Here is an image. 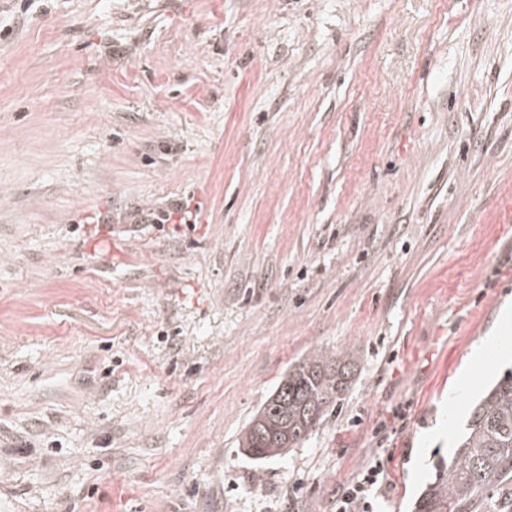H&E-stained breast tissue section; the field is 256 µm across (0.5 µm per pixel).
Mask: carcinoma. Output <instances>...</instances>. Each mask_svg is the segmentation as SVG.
I'll return each mask as SVG.
<instances>
[{"mask_svg": "<svg viewBox=\"0 0 512 512\" xmlns=\"http://www.w3.org/2000/svg\"><path fill=\"white\" fill-rule=\"evenodd\" d=\"M353 354L313 353L280 380L240 447L270 460L301 445L348 388ZM417 512H512V369L473 407L453 457L437 464Z\"/></svg>", "mask_w": 512, "mask_h": 512, "instance_id": "carcinoma-1", "label": "carcinoma"}]
</instances>
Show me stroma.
<instances>
[{"label":"stroma","instance_id":"stroma-1","mask_svg":"<svg viewBox=\"0 0 512 512\" xmlns=\"http://www.w3.org/2000/svg\"><path fill=\"white\" fill-rule=\"evenodd\" d=\"M507 309L512 0H0V512H414ZM352 357L320 351L289 370L245 427L239 441L244 452L270 460L301 445L347 390ZM382 466L379 461H373L362 473L360 479L348 486L336 500V512H370L369 493L379 482Z\"/></svg>","mask_w":512,"mask_h":512}]
</instances>
